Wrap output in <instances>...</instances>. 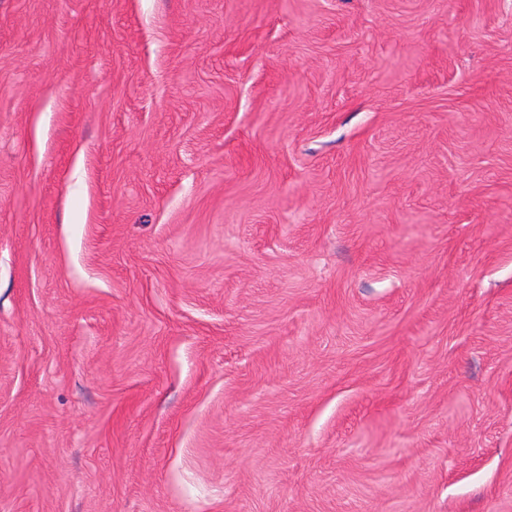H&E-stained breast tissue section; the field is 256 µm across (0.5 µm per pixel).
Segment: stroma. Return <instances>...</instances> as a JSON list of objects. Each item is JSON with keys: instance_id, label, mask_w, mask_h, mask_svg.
<instances>
[{"instance_id": "1", "label": "stroma", "mask_w": 512, "mask_h": 512, "mask_svg": "<svg viewBox=\"0 0 512 512\" xmlns=\"http://www.w3.org/2000/svg\"><path fill=\"white\" fill-rule=\"evenodd\" d=\"M0 512H512V0H0Z\"/></svg>"}]
</instances>
